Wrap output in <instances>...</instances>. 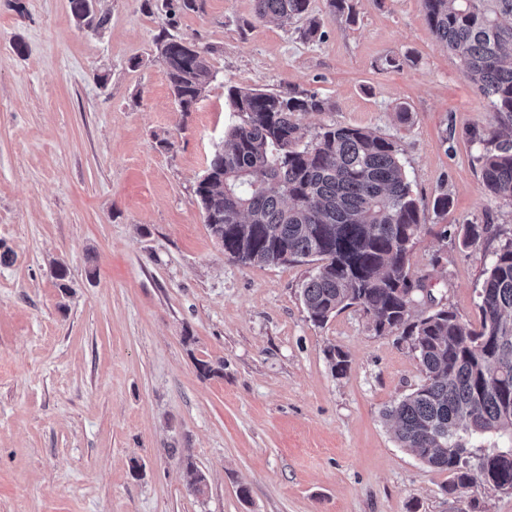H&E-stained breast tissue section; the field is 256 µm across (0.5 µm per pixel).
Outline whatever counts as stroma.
Returning a JSON list of instances; mask_svg holds the SVG:
<instances>
[{
    "mask_svg": "<svg viewBox=\"0 0 512 512\" xmlns=\"http://www.w3.org/2000/svg\"><path fill=\"white\" fill-rule=\"evenodd\" d=\"M20 2L0 0V512H512V493L480 479L448 495L447 472L396 442L382 413L424 380L407 342L355 307L314 325L300 297L314 264L228 259L195 196L235 120L228 87L317 93L330 109L303 115L309 131L398 142L426 217L411 275L479 324L492 247H463L459 230L512 238V203L483 187L495 115L423 0H347L348 15L310 0L313 41L302 21L256 20L254 0L176 14L97 0L98 32L68 0ZM165 33L210 50L216 78L187 115L157 57ZM200 360L223 375L202 378Z\"/></svg>",
    "mask_w": 512,
    "mask_h": 512,
    "instance_id": "obj_1",
    "label": "stroma"
}]
</instances>
